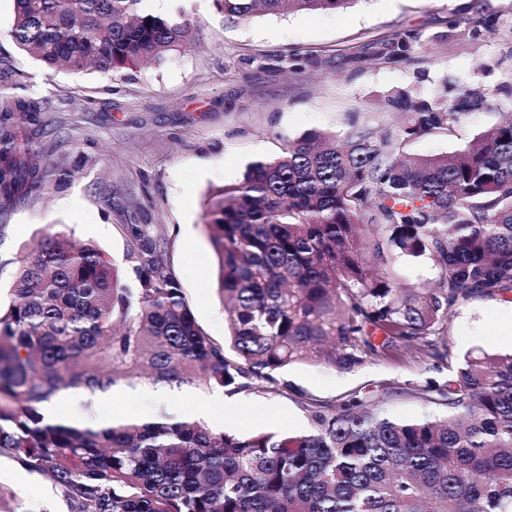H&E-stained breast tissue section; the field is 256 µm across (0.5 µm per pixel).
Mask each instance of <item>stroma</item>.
<instances>
[{
	"label": "stroma",
	"instance_id": "35a3bbf8",
	"mask_svg": "<svg viewBox=\"0 0 512 512\" xmlns=\"http://www.w3.org/2000/svg\"><path fill=\"white\" fill-rule=\"evenodd\" d=\"M499 13L495 33L470 37L465 24L475 4ZM197 33L162 63L140 64L114 74L47 69L20 51L10 37L14 0H0V62L13 68L38 95L54 100L44 118L65 129V142L46 140L49 155L84 152L64 189L54 186L22 200L0 226V304L18 261L46 232H63L96 245L116 266L130 246L128 225L162 230L163 254L198 324L215 341L225 336L224 304L217 285V258L203 224L210 189L237 183L254 161L276 157L289 141L309 131L339 136L363 130L380 136L398 113L382 108L402 92L430 100L445 83L482 87L487 103L465 113L452 133L412 141L407 153L444 156L467 147L482 132L512 116V0H358L338 12L257 14L230 23L213 0H186ZM459 20L449 30V20ZM413 30L421 35L410 56L385 63L363 58L367 43ZM305 52L302 72L292 55ZM357 55V66L347 57ZM432 350L408 348L394 339L385 354L348 372L299 363L285 374L290 387L266 382L221 392L213 430L297 433L309 428L305 402L334 406L366 382L391 386L384 409L392 416L422 419L444 406L421 398L427 382H444L464 355L482 348L512 351V300L475 298L455 306L447 335ZM161 399L143 405L125 388L106 405L119 418L168 413L180 418L203 406L209 392L161 385ZM0 487L10 491L0 512H73L45 477L22 471L0 457Z\"/></svg>",
	"mask_w": 512,
	"mask_h": 512
}]
</instances>
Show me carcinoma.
Returning <instances> with one entry per match:
<instances>
[{
  "instance_id": "carcinoma-1",
  "label": "carcinoma",
  "mask_w": 512,
  "mask_h": 512,
  "mask_svg": "<svg viewBox=\"0 0 512 512\" xmlns=\"http://www.w3.org/2000/svg\"><path fill=\"white\" fill-rule=\"evenodd\" d=\"M355 0H213L224 19L337 11ZM10 37L48 67L122 71L160 63L191 37L184 8L147 0H15ZM476 12L469 33L497 30ZM419 39L399 32L368 44L387 63ZM475 85L447 83L432 101L403 96L402 122L375 140L312 131L243 178L209 191L205 229L219 263L228 343L196 322L162 261L164 236L130 225L125 262L135 286L93 244L44 234L19 260L13 301L0 310V457L48 477L75 512H512V353H467L423 398L439 419L379 410L371 382L339 405L306 406L302 433L215 432L187 416L99 426L50 419L43 404L72 390L94 396L141 380L240 391L315 360L351 371L388 347L417 349L445 332L448 311L512 295V121L452 155L418 157L408 143L451 132L481 107ZM38 97L0 67V223L51 177L71 168L44 157ZM428 258L435 287H405L395 258Z\"/></svg>"
}]
</instances>
